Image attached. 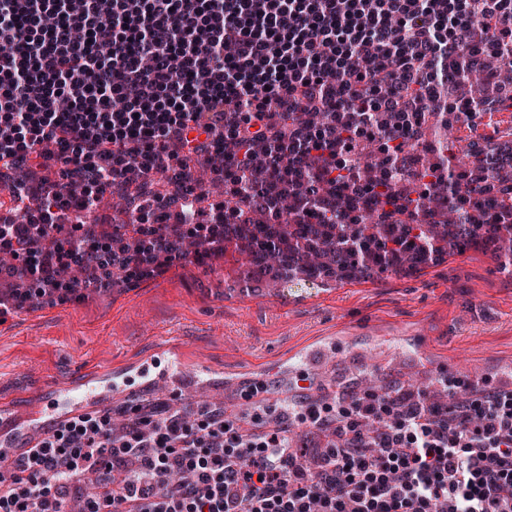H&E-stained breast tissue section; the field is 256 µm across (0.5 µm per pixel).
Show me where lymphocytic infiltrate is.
<instances>
[{
  "label": "lymphocytic infiltrate",
  "mask_w": 512,
  "mask_h": 512,
  "mask_svg": "<svg viewBox=\"0 0 512 512\" xmlns=\"http://www.w3.org/2000/svg\"><path fill=\"white\" fill-rule=\"evenodd\" d=\"M512 0H0V323L25 304H63L202 264L250 242L252 261L336 247L326 223L383 218V255L422 257L420 224L398 223L416 191L447 201V172L414 155L429 118L478 127L512 112ZM480 73L482 100L454 94ZM397 160L410 189L352 172L358 145ZM224 193L193 207L197 164ZM25 169V180L14 177ZM167 190L154 191L156 175ZM118 195L110 237L68 224ZM266 214L244 227L240 202ZM296 247L285 250V207ZM133 243H126L127 231ZM58 247L41 248L45 237ZM445 396L386 387L261 406L127 399L65 418L0 474V512H512V390L442 376Z\"/></svg>",
  "instance_id": "f902f5d3"
}]
</instances>
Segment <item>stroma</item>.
I'll return each instance as SVG.
<instances>
[{
    "instance_id": "1",
    "label": "stroma",
    "mask_w": 512,
    "mask_h": 512,
    "mask_svg": "<svg viewBox=\"0 0 512 512\" xmlns=\"http://www.w3.org/2000/svg\"><path fill=\"white\" fill-rule=\"evenodd\" d=\"M245 264L229 247L206 265L178 262L135 288H85L64 304L13 311L0 324V408L24 415L44 392L86 373L128 371L163 332L179 337L187 369L204 366L236 382L276 377L291 349L319 336L333 339L351 371L399 357L494 378L512 365V275L482 252L406 277L229 290ZM378 330L406 335L402 354L376 340Z\"/></svg>"
}]
</instances>
